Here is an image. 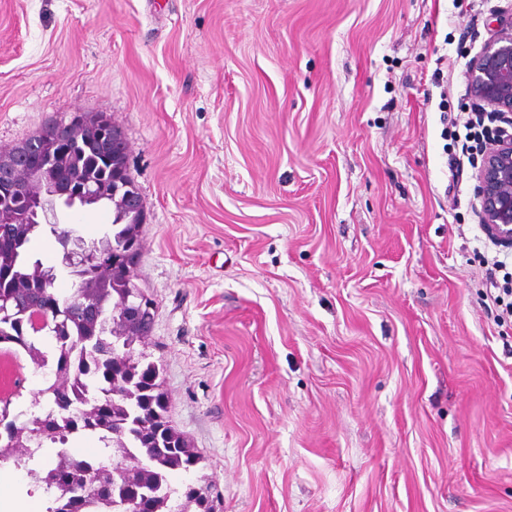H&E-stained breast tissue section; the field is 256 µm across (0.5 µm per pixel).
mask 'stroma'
I'll list each match as a JSON object with an SVG mask.
<instances>
[{
    "label": "stroma",
    "mask_w": 512,
    "mask_h": 512,
    "mask_svg": "<svg viewBox=\"0 0 512 512\" xmlns=\"http://www.w3.org/2000/svg\"><path fill=\"white\" fill-rule=\"evenodd\" d=\"M512 0H0V149L129 144L135 283L217 512H512V328L482 300L441 95ZM455 69L435 86L436 60ZM86 242L112 210L58 207Z\"/></svg>",
    "instance_id": "stroma-1"
}]
</instances>
